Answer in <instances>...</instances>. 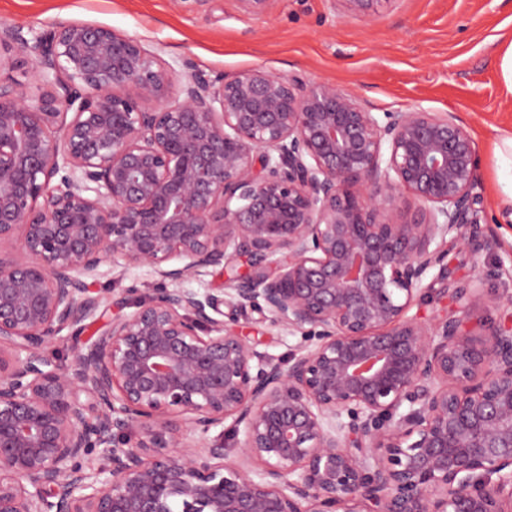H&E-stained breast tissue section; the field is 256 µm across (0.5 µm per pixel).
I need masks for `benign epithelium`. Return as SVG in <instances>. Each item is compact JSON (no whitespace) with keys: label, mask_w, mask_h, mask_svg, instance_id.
I'll return each instance as SVG.
<instances>
[{"label":"benign epithelium","mask_w":512,"mask_h":512,"mask_svg":"<svg viewBox=\"0 0 512 512\" xmlns=\"http://www.w3.org/2000/svg\"><path fill=\"white\" fill-rule=\"evenodd\" d=\"M478 168L448 114L179 73L112 27L1 29L0 512H512V324L464 332L502 296L445 264L491 246ZM240 256L221 292L140 296L45 355L96 316L107 261L177 282ZM436 267L457 314L428 323ZM259 305L316 342L258 351ZM227 422L236 457L208 441Z\"/></svg>","instance_id":"1"}]
</instances>
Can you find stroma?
Wrapping results in <instances>:
<instances>
[{"label": "stroma", "instance_id": "obj_1", "mask_svg": "<svg viewBox=\"0 0 512 512\" xmlns=\"http://www.w3.org/2000/svg\"><path fill=\"white\" fill-rule=\"evenodd\" d=\"M65 22L120 29L178 70L187 65L213 77L261 67L336 84L373 112L453 113L479 152L476 208L481 234L495 246L476 254L450 250L448 267L473 280L506 266L499 289L512 296V223L499 221L493 156L494 142L512 132V94L498 67L499 44L512 37V0H385L368 22L348 16L342 0H269L260 14L243 11L239 0H0V29L48 30ZM164 286L151 268L121 273L104 264L92 285L102 299L99 316L77 339L48 344L46 356L70 362L76 345L95 337L130 289L148 294ZM239 321L257 350L276 359L308 338L256 307Z\"/></svg>", "mask_w": 512, "mask_h": 512}]
</instances>
